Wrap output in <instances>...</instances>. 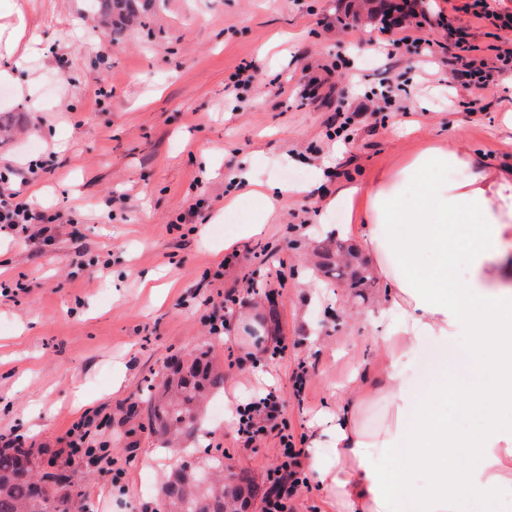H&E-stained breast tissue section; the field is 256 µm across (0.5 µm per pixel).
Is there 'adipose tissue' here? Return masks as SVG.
<instances>
[{
    "label": "adipose tissue",
    "mask_w": 512,
    "mask_h": 512,
    "mask_svg": "<svg viewBox=\"0 0 512 512\" xmlns=\"http://www.w3.org/2000/svg\"><path fill=\"white\" fill-rule=\"evenodd\" d=\"M23 13L0 24V82L33 46ZM372 269L388 285L378 305L381 367L374 385L350 387L309 440L306 467L337 512H461L460 496L512 486V166L485 153L429 145L379 173L372 186H346ZM433 349L429 364L415 352ZM382 403L374 428L361 410ZM479 412L473 437L447 407ZM476 455L478 465L468 463ZM426 476L413 487L414 473Z\"/></svg>",
    "instance_id": "1"
}]
</instances>
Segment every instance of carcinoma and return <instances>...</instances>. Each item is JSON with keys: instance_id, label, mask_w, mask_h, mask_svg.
Segmentation results:
<instances>
[{"instance_id": "obj_1", "label": "carcinoma", "mask_w": 512, "mask_h": 512, "mask_svg": "<svg viewBox=\"0 0 512 512\" xmlns=\"http://www.w3.org/2000/svg\"><path fill=\"white\" fill-rule=\"evenodd\" d=\"M90 10L104 22L112 17L135 13L133 0H89ZM326 267L336 270V282L364 297L363 290L376 281L358 250L345 239L336 240L335 249H324ZM224 386V373L217 370L204 345L195 347L186 359L169 366L159 386L149 383L143 402L148 425L165 437L174 431H191L207 397ZM65 465L55 456L41 459V453L21 444L0 448V512H81L70 482L61 477ZM224 474V454H214L200 463L187 459L178 464L161 487L166 512H225L224 495H242L243 501L257 495L260 488L245 472L237 473V483L224 491L208 483V472Z\"/></svg>"}]
</instances>
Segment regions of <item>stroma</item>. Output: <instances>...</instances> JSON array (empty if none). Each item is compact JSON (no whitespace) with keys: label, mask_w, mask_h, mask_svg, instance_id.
<instances>
[{"label":"stroma","mask_w":512,"mask_h":512,"mask_svg":"<svg viewBox=\"0 0 512 512\" xmlns=\"http://www.w3.org/2000/svg\"><path fill=\"white\" fill-rule=\"evenodd\" d=\"M383 8V0H153L108 37L86 0H0V16L22 11L39 37L15 81L0 84V171L9 173L0 187L41 189L40 209L63 218L49 241L0 231L9 283L0 291V435L65 451L74 421L107 420L111 464L102 473L81 458L73 466L89 512H156L162 483L192 448L201 458L226 449V468L265 484L277 433L256 450L235 447L234 426L209 408L199 419L205 440L184 433L166 444L129 413L146 380L198 344H210L225 384L251 396L276 388L297 438L309 437L350 378L374 382L375 308L386 288L355 298L318 265L335 226L354 220L350 207L326 206L341 184L370 187L380 170L431 144L512 163V133L501 129L512 94L487 92L512 69H487L483 86L464 87L447 30H418L440 45L434 62L419 63L404 31L379 32ZM242 66L252 84L240 101L230 77ZM309 76L322 84L306 98ZM388 84L403 92L375 111L364 93ZM32 93L50 97V109L31 110ZM346 118L349 139L330 138ZM249 170L310 190L285 197L228 266L213 227L230 199L245 201ZM252 279L267 281V292L249 291ZM217 311L224 331L215 335ZM279 336L288 350L275 358ZM302 364L310 377L297 396Z\"/></svg>","instance_id":"obj_1"}]
</instances>
